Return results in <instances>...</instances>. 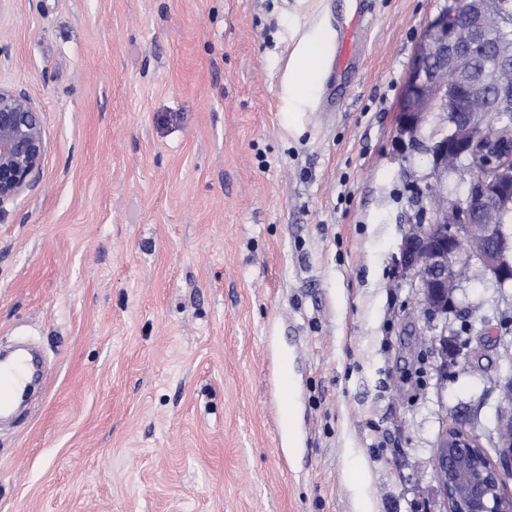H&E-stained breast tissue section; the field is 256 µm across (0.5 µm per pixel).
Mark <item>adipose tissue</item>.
I'll list each match as a JSON object with an SVG mask.
<instances>
[{
	"label": "adipose tissue",
	"mask_w": 512,
	"mask_h": 512,
	"mask_svg": "<svg viewBox=\"0 0 512 512\" xmlns=\"http://www.w3.org/2000/svg\"><path fill=\"white\" fill-rule=\"evenodd\" d=\"M330 51V35L323 22L313 23L299 38L281 85L289 111H299L317 97L322 85L323 66Z\"/></svg>",
	"instance_id": "ef3b65f1"
}]
</instances>
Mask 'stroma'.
I'll use <instances>...</instances> for the list:
<instances>
[{
  "mask_svg": "<svg viewBox=\"0 0 512 512\" xmlns=\"http://www.w3.org/2000/svg\"><path fill=\"white\" fill-rule=\"evenodd\" d=\"M348 5L0 7V84L30 95L46 142L0 209V338L47 369L0 431V512H443L441 429L493 450L512 288L465 283L476 330L443 379L394 271L428 203L400 105L447 0H368L342 108L287 113L297 40Z\"/></svg>",
  "mask_w": 512,
  "mask_h": 512,
  "instance_id": "obj_1",
  "label": "stroma"
}]
</instances>
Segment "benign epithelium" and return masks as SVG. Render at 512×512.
Instances as JSON below:
<instances>
[{
    "label": "benign epithelium",
    "mask_w": 512,
    "mask_h": 512,
    "mask_svg": "<svg viewBox=\"0 0 512 512\" xmlns=\"http://www.w3.org/2000/svg\"><path fill=\"white\" fill-rule=\"evenodd\" d=\"M500 23L490 0H448L430 25L413 61L400 109L399 133L430 157L427 185L428 223L413 222L395 258L397 278L417 289L431 349L438 369L463 355L465 345L448 337V319L461 312L460 261L477 263L488 281L512 284V237L496 232L495 224L512 212V150L495 173L471 174L468 196L461 202L441 200L448 177V157L466 158L478 147L497 148L489 116L512 109V49L494 47L493 81L474 68V57L486 42L487 30ZM435 112H453L455 119L436 125L429 142L420 140L423 123ZM45 153L38 112L29 94L0 85V207L33 184ZM456 225L448 235L443 226ZM502 405L496 418L497 459L485 452L480 437L455 424L436 442L434 478L446 512H512V376L498 381Z\"/></svg>",
    "instance_id": "obj_1"
}]
</instances>
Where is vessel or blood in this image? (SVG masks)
Listing matches in <instances>:
<instances>
[{
  "instance_id": "1",
  "label": "vessel or blood",
  "mask_w": 512,
  "mask_h": 512,
  "mask_svg": "<svg viewBox=\"0 0 512 512\" xmlns=\"http://www.w3.org/2000/svg\"><path fill=\"white\" fill-rule=\"evenodd\" d=\"M365 0H356L351 17L339 19L333 63L332 85L336 92L328 96L323 111L334 110L338 99L344 98L357 72L364 50L363 20ZM34 377L33 362L27 350L16 351L0 362V415L10 414L15 405L27 397Z\"/></svg>"
}]
</instances>
